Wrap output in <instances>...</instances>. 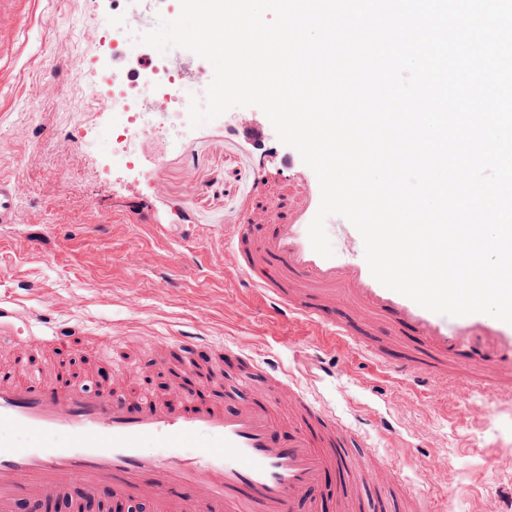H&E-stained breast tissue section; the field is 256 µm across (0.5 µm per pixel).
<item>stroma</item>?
Returning a JSON list of instances; mask_svg holds the SVG:
<instances>
[{"mask_svg":"<svg viewBox=\"0 0 512 512\" xmlns=\"http://www.w3.org/2000/svg\"><path fill=\"white\" fill-rule=\"evenodd\" d=\"M148 31L169 14L159 0H39L19 45H0L15 71L0 78V175L14 177L17 219L0 224V301L75 328L52 359L71 380L101 373L97 342L111 328L131 366L121 386L168 397L183 330L228 346L224 372L246 354L289 378L348 425L367 430L377 457L405 462L404 478L432 512H512V398L468 380L410 389L372 369L353 346L305 322H283L225 263L224 230L262 219L295 189L277 136L234 108L167 129L162 101L130 143L139 162H113L112 105L94 91L112 65V23Z\"/></svg>","mask_w":512,"mask_h":512,"instance_id":"stroma-1","label":"stroma"}]
</instances>
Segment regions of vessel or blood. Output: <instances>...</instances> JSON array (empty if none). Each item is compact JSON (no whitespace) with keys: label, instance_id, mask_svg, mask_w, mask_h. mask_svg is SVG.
Instances as JSON below:
<instances>
[{"label":"vessel or blood","instance_id":"1","mask_svg":"<svg viewBox=\"0 0 512 512\" xmlns=\"http://www.w3.org/2000/svg\"><path fill=\"white\" fill-rule=\"evenodd\" d=\"M297 170L295 208L278 210L263 230L231 225L224 247L248 291L278 318L304 321L335 338H350L373 365L396 370L408 385L447 378L469 352L481 382L512 396V325L485 314L433 313L380 284L364 256L325 258L307 229L321 200L315 173L290 155ZM13 181L0 178V224L16 220ZM16 313L0 305V336L32 348L67 343L69 336L36 315L15 336ZM385 323L391 336L409 331L418 343L400 350L376 339ZM189 378L176 397L131 401L101 384L87 389L63 380L0 379V512H42L51 503L84 512L100 490L113 503H149L152 512H321L312 492L335 475L332 512H371L363 487L404 489L402 475L369 450L364 435L317 406L286 372L243 358L237 390L256 378L280 389L287 412L264 397L227 406L199 399L193 377L223 386L222 349L199 364L201 336L175 332ZM287 428V443L274 429Z\"/></svg>","mask_w":512,"mask_h":512}]
</instances>
